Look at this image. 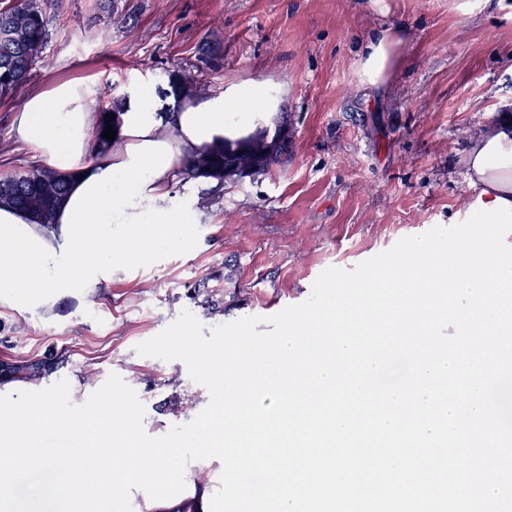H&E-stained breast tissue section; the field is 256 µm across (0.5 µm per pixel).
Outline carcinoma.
Wrapping results in <instances>:
<instances>
[{
  "label": "carcinoma",
  "mask_w": 512,
  "mask_h": 512,
  "mask_svg": "<svg viewBox=\"0 0 512 512\" xmlns=\"http://www.w3.org/2000/svg\"><path fill=\"white\" fill-rule=\"evenodd\" d=\"M8 27L13 38L0 41V98H6L25 83L30 76L33 62L48 39L47 23L42 0H17L7 9H0V29ZM198 92V83L183 75H169V89L162 91L164 96L184 93L188 96ZM120 110L119 104L101 112V120L93 129L92 137L99 143H106L102 133L109 125L115 127L114 118ZM232 149L224 144H216L193 157L187 164V174L191 177L224 180V157ZM67 182L64 177L50 170L34 168L26 173L0 178V206L22 207L31 212L36 221L47 226L51 224L53 213L62 201ZM65 362L63 352L41 357H30L15 362H0V383L20 381L39 384L59 365Z\"/></svg>",
  "instance_id": "1"
}]
</instances>
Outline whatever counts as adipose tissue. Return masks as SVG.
Returning <instances> with one entry per match:
<instances>
[{
    "label": "adipose tissue",
    "mask_w": 512,
    "mask_h": 512,
    "mask_svg": "<svg viewBox=\"0 0 512 512\" xmlns=\"http://www.w3.org/2000/svg\"><path fill=\"white\" fill-rule=\"evenodd\" d=\"M403 42L389 30L371 35L358 60L360 83L385 84ZM252 90L244 84L217 97L185 98L164 114L151 87H134L114 140L103 146L90 138L100 121L91 84L58 83L30 95L17 134L43 168L67 177L68 192L48 228L27 212L0 208V297L22 309L62 288L107 284L114 264L148 263L158 246L187 247L181 226L188 218L167 204L171 183L190 158L223 140L227 126L249 120L241 100L263 107ZM465 164L484 204L512 202V118L476 131Z\"/></svg>",
    "instance_id": "ef3b65f1"
}]
</instances>
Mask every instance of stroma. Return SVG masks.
<instances>
[{"label":"stroma","mask_w":512,"mask_h":512,"mask_svg":"<svg viewBox=\"0 0 512 512\" xmlns=\"http://www.w3.org/2000/svg\"><path fill=\"white\" fill-rule=\"evenodd\" d=\"M47 0L48 40L17 94L0 99V176L35 164L18 140L25 96L90 79L105 109L138 84L182 71L204 96L252 83L268 106L230 141L288 132L270 171L217 182L177 173L170 203L193 216L190 245L114 267L109 284L68 288L20 310L0 300V362L65 351L48 381L68 379L84 403L118 374L145 406L154 437L209 403L179 360L136 347L189 310L205 329L274 315L307 300L316 278L406 236L466 219L476 196L462 162L477 130L512 114V0ZM401 29L402 57L385 87L367 89L357 62L370 34ZM212 205L198 209L201 194ZM180 395L179 413L163 410Z\"/></svg>","instance_id":"stroma-1"}]
</instances>
